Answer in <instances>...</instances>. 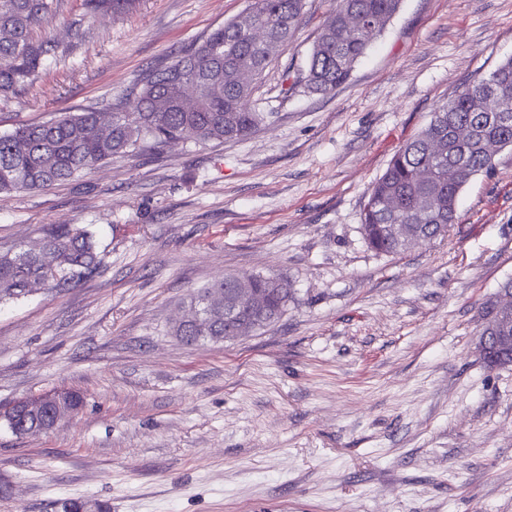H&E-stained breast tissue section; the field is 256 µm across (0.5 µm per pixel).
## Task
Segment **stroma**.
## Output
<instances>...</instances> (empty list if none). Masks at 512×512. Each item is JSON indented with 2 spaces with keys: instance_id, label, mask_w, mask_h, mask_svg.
Listing matches in <instances>:
<instances>
[{
  "instance_id": "1",
  "label": "stroma",
  "mask_w": 512,
  "mask_h": 512,
  "mask_svg": "<svg viewBox=\"0 0 512 512\" xmlns=\"http://www.w3.org/2000/svg\"><path fill=\"white\" fill-rule=\"evenodd\" d=\"M250 0H58L54 47L0 134L132 108L141 76ZM334 0H307L224 144L188 139L49 189L0 194V247L48 224L96 234L99 270L0 302V413L53 390L73 418L0 420V512H512V367L487 369L481 308L512 280V149L473 176L446 237L400 254L360 234L371 184L462 83L512 57V0H402L350 81L290 90ZM288 280L276 324L194 344L174 328L226 274Z\"/></svg>"
}]
</instances>
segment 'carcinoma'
<instances>
[{
    "mask_svg": "<svg viewBox=\"0 0 512 512\" xmlns=\"http://www.w3.org/2000/svg\"><path fill=\"white\" fill-rule=\"evenodd\" d=\"M88 13H126L136 0H84ZM306 0H252L246 15L216 28L161 69L141 79L137 109H117L103 120L92 110L65 112L37 124L0 135V194L46 189L67 182L112 158L163 147L189 132L200 142H232L249 135L264 113L247 107L256 84L271 61L292 43ZM401 0H336V8L319 30L306 68L294 85L327 96L347 82ZM56 0H0V95L24 89L53 51L32 36L35 26L51 18ZM264 37H256L258 31ZM512 148V58L485 76L464 84L439 105L430 122L391 159L372 184L361 216L368 246L396 254L406 248L394 231L432 241L457 221L458 196L470 177L489 172L496 151ZM44 251L0 252V301L27 296L30 286L59 288L94 273L101 258L93 232L73 224H51ZM214 288L230 301L239 288L264 294L265 319H224V306L204 302ZM205 318L202 328L176 335L222 336L230 324L255 332L278 322L292 299L282 277L234 275L196 295Z\"/></svg>",
    "mask_w": 512,
    "mask_h": 512,
    "instance_id": "1",
    "label": "carcinoma"
}]
</instances>
